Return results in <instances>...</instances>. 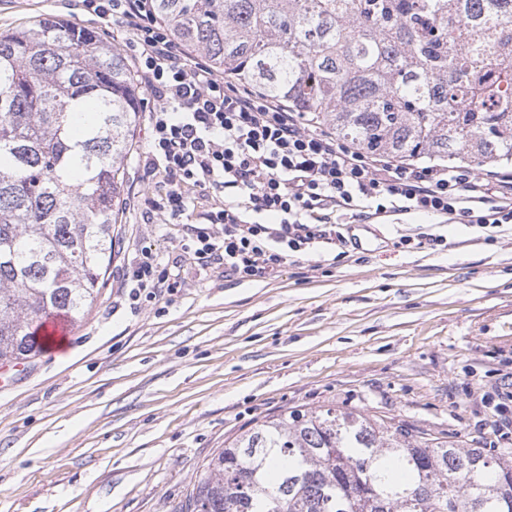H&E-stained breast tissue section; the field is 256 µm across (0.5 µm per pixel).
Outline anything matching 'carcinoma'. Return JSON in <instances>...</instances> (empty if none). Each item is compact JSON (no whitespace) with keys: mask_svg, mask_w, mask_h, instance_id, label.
<instances>
[{"mask_svg":"<svg viewBox=\"0 0 512 512\" xmlns=\"http://www.w3.org/2000/svg\"><path fill=\"white\" fill-rule=\"evenodd\" d=\"M217 73L375 155L512 166V0H153ZM141 91L54 18L0 33V366L104 285ZM184 512H512V462L334 407L271 416L202 467Z\"/></svg>","mask_w":512,"mask_h":512,"instance_id":"cac0c4a2","label":"carcinoma"}]
</instances>
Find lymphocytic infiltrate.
<instances>
[{"label":"lymphocytic infiltrate","mask_w":512,"mask_h":512,"mask_svg":"<svg viewBox=\"0 0 512 512\" xmlns=\"http://www.w3.org/2000/svg\"><path fill=\"white\" fill-rule=\"evenodd\" d=\"M80 6L133 35L155 102L143 178L163 177L157 210L179 221L190 209L188 190L224 195L223 208L204 213V226H190L178 242L200 265L223 266L240 281L276 272L294 254L343 242L344 215L372 224L404 214L445 224L464 216L483 228L512 224V170L480 172L363 152L306 113L186 56L151 0H80ZM214 224L223 234L211 232ZM122 285L136 302L179 283L145 251Z\"/></svg>","instance_id":"f902f5d3"}]
</instances>
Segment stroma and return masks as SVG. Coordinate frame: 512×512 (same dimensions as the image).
I'll use <instances>...</instances> for the list:
<instances>
[{
	"mask_svg": "<svg viewBox=\"0 0 512 512\" xmlns=\"http://www.w3.org/2000/svg\"><path fill=\"white\" fill-rule=\"evenodd\" d=\"M47 15L99 33L135 64L120 23L77 0H0V32ZM143 95L100 294L64 348L0 388V512H178L202 463L265 418L333 406L512 460V225L403 215L346 224L343 249L241 282L146 222ZM447 246L401 248L400 236ZM150 249L181 288L130 308L123 271Z\"/></svg>",
	"mask_w": 512,
	"mask_h": 512,
	"instance_id": "1",
	"label": "stroma"
}]
</instances>
